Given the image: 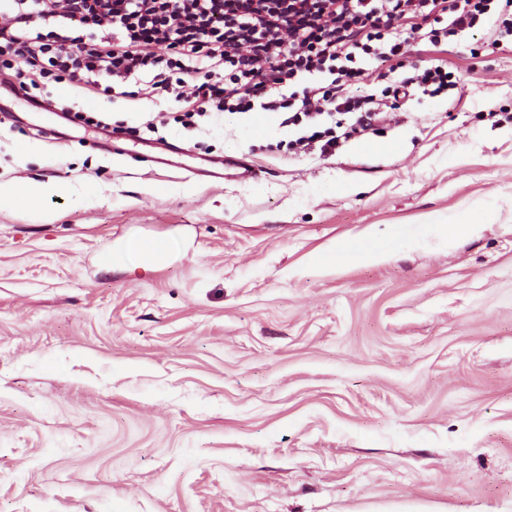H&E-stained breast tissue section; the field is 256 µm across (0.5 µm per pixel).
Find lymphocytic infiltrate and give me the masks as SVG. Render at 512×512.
<instances>
[{"mask_svg": "<svg viewBox=\"0 0 512 512\" xmlns=\"http://www.w3.org/2000/svg\"><path fill=\"white\" fill-rule=\"evenodd\" d=\"M66 20L81 35L59 31ZM475 30L492 46L512 37V0H0V70L55 112L66 106L49 87L64 82L105 96L129 84L142 99L168 95L174 107L146 121L151 132L257 104L287 112L295 126L354 114L343 132L290 143L325 155L366 134L372 112L411 88L432 96L454 88L440 65L416 64L394 79L409 41L436 45ZM371 63L381 93H349Z\"/></svg>", "mask_w": 512, "mask_h": 512, "instance_id": "f902f5d3", "label": "lymphocytic infiltrate"}]
</instances>
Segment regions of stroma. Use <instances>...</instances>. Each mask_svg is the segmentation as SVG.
Instances as JSON below:
<instances>
[{
	"label": "stroma",
	"mask_w": 512,
	"mask_h": 512,
	"mask_svg": "<svg viewBox=\"0 0 512 512\" xmlns=\"http://www.w3.org/2000/svg\"><path fill=\"white\" fill-rule=\"evenodd\" d=\"M406 61L459 83L326 156L258 108L153 134L166 100L55 88L123 126L116 155L0 89V181L89 192L0 205V512H512V40ZM157 136L258 177L150 169ZM207 176L211 182L221 183L225 180L248 182L255 178V172L251 165L244 159L225 157L221 168L208 171ZM382 246L378 241L369 237H360L345 242L336 252L321 253L314 257L318 265H338L351 261L375 259L383 255L389 248L398 247L400 242L393 240ZM166 249V243L162 241H131L126 246L128 253L140 258L139 265L145 270L151 269L164 256Z\"/></svg>",
	"instance_id": "stroma-1"
}]
</instances>
